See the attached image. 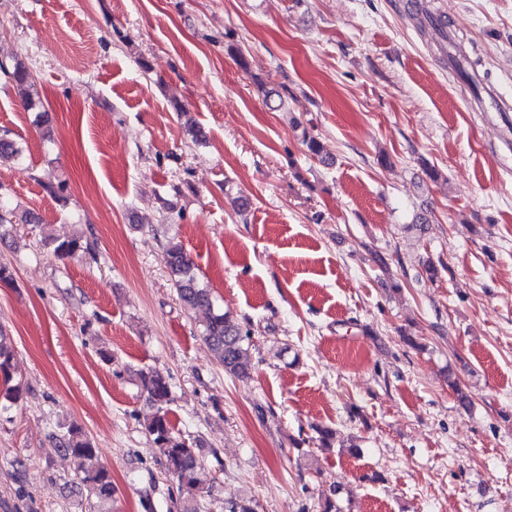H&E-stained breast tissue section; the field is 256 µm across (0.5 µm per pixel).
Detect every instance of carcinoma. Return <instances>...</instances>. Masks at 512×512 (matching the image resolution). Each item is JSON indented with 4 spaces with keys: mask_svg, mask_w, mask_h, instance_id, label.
Here are the masks:
<instances>
[{
    "mask_svg": "<svg viewBox=\"0 0 512 512\" xmlns=\"http://www.w3.org/2000/svg\"><path fill=\"white\" fill-rule=\"evenodd\" d=\"M0 74L11 84L24 105L33 106L35 80L23 64L0 59ZM21 152L10 131L0 130V158L18 160ZM45 244L52 246L55 255L68 258L80 253H93L90 245L80 236L58 241L45 238ZM164 263L180 302L190 309L208 311L202 324L201 336L224 371L234 377L248 375L245 342L249 332L224 310L215 307L211 288L198 281L193 260L183 244L175 239L165 245ZM140 388L146 401L156 408L155 414L144 424L153 436L154 443L165 459L170 480L177 485L183 500L181 512H202L203 501L212 496L213 487L204 485L199 479L200 462L195 448L182 434L175 432L168 418V405L172 401V387L167 375L159 370H142L137 373ZM62 446L73 456L89 462L83 471L81 482L87 487L100 507L110 503L116 493L109 472L95 464L96 448L85 432L78 426H70L63 435Z\"/></svg>",
    "mask_w": 512,
    "mask_h": 512,
    "instance_id": "1",
    "label": "carcinoma"
}]
</instances>
